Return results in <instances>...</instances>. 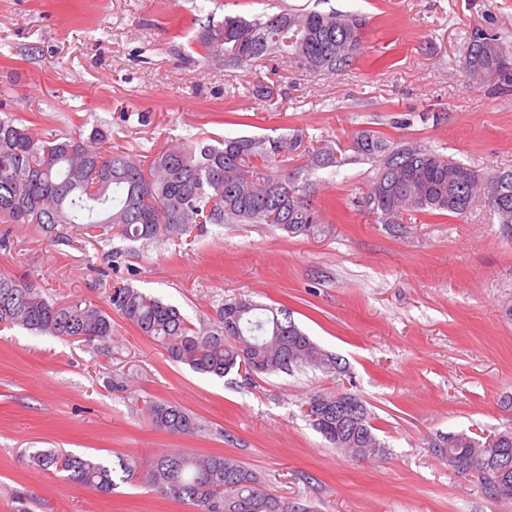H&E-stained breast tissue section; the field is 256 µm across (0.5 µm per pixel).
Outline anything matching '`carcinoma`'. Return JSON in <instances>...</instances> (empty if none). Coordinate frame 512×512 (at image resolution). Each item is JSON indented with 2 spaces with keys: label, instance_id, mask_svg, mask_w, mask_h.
<instances>
[{
  "label": "carcinoma",
  "instance_id": "cac0c4a2",
  "mask_svg": "<svg viewBox=\"0 0 512 512\" xmlns=\"http://www.w3.org/2000/svg\"><path fill=\"white\" fill-rule=\"evenodd\" d=\"M362 20L354 14L288 8L252 20L226 16L201 26L198 43L224 66L255 60H286L310 73L334 74L362 52ZM509 45L487 32L472 37L464 63L475 79L502 77ZM109 133L95 127L88 138L69 134L38 137L12 116L0 117V221L36 224L52 233L59 224L82 225L108 239L151 242L179 239L203 224H277L289 234L319 230L322 214L299 168L272 171L276 159L296 148L295 137H224L214 144L181 138L148 162L108 146ZM355 157L378 163L362 199L380 224L396 226L404 217L446 212L464 218L477 203L497 215L512 232V168L483 174L419 145L392 144L370 131L354 139ZM314 168L349 161L328 141L308 152ZM111 308L167 357L200 374L222 377L233 370L271 374L299 367L341 373L338 358L321 348L292 320L288 309L249 299L224 302L217 318L192 325L178 307L126 285L113 286ZM91 342L112 336V317L82 300L58 302L38 285L0 274V329ZM346 390L312 395L305 416L333 447L360 460L382 457L367 405L350 419ZM153 425L171 434L191 435L196 419L181 407L160 401L147 406ZM42 469L67 473V479L99 495H110L122 480L137 479L157 493L196 507V512H297L294 506L260 488L255 472L224 455L162 454L145 464L118 458V465L92 457L61 456L37 450ZM448 466L494 480L491 494L512 500V431L482 441L466 433L448 443Z\"/></svg>",
  "mask_w": 512,
  "mask_h": 512
}]
</instances>
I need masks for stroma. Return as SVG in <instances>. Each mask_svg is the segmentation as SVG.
Returning a JSON list of instances; mask_svg holds the SVG:
<instances>
[{"label":"stroma","instance_id":"35a3bbf8","mask_svg":"<svg viewBox=\"0 0 512 512\" xmlns=\"http://www.w3.org/2000/svg\"><path fill=\"white\" fill-rule=\"evenodd\" d=\"M359 15L364 49L345 70L205 59L206 17L288 7ZM512 44V0H0V113L36 134L110 130L112 148L151 159L171 141L302 134L280 158L304 168L319 231L207 224L181 239L103 240L73 224L55 237L0 224V273L58 301L108 307L115 283L176 305L193 324L224 301L287 307L346 371L218 378L172 362L120 315L91 343L0 331V512H196L139 482L102 496L46 471L32 452L142 460L170 451L231 456L267 492L306 512H512L446 460L448 435L512 428V236L484 205L418 214L391 230L357 205L376 170L307 169L305 147L351 154L364 130L414 142L483 173L512 166V82L473 80L477 31ZM256 84L272 94L258 99ZM359 394L388 452L353 459L305 417L315 392ZM176 404L200 428H155L144 406Z\"/></svg>","mask_w":512,"mask_h":512}]
</instances>
